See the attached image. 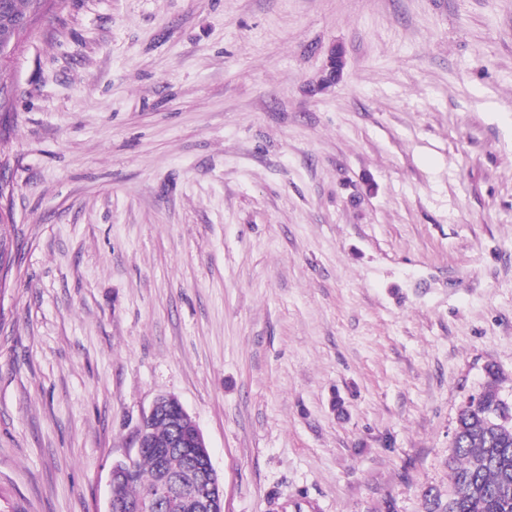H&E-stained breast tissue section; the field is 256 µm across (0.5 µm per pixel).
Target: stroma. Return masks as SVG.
<instances>
[{
    "label": "stroma",
    "mask_w": 512,
    "mask_h": 512,
    "mask_svg": "<svg viewBox=\"0 0 512 512\" xmlns=\"http://www.w3.org/2000/svg\"><path fill=\"white\" fill-rule=\"evenodd\" d=\"M11 69L0 512H107L161 395L224 512L447 495L512 404V0H65Z\"/></svg>",
    "instance_id": "obj_1"
}]
</instances>
